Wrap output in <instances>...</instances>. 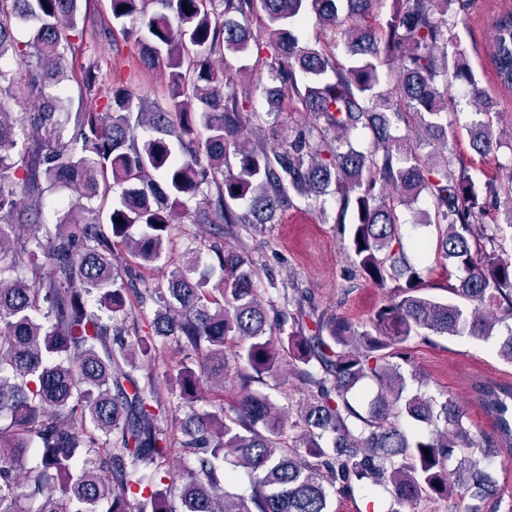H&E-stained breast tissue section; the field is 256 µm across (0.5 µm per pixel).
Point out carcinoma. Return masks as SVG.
Listing matches in <instances>:
<instances>
[{
	"label": "carcinoma",
	"instance_id": "obj_1",
	"mask_svg": "<svg viewBox=\"0 0 512 512\" xmlns=\"http://www.w3.org/2000/svg\"><path fill=\"white\" fill-rule=\"evenodd\" d=\"M467 2L391 0L383 16L380 0H110L112 20L139 21L133 66L165 70V89L104 92L91 60L79 87L96 104L67 112L83 0H0V512H176L177 499L181 512H334L333 497L358 483L388 493V512L457 495L471 499L464 512H483L491 450L512 452V383H471L494 423L484 437L454 397L400 371L416 336L493 338L512 364V122L504 130L466 61ZM17 21L30 40L15 38ZM310 22L312 44L298 34ZM229 55L252 58L273 83L268 119L247 111L257 86L235 78ZM491 55L511 87L512 12L495 24ZM453 82L483 116L471 149L506 178L475 181L449 142ZM285 112L308 125L283 137ZM401 120L410 133H398ZM116 186L100 214L91 203ZM49 190L78 194L53 224L42 222ZM329 192L355 271L395 283L364 324L292 282L268 280L295 310L267 307L248 252L223 245ZM421 196L429 208L413 223L436 229L440 265L452 269L446 299L424 293L429 275L403 241L402 216ZM490 211L503 219L482 223ZM180 219L213 230L221 276L200 267L197 249L147 282ZM144 325L183 352L173 401L133 375L155 357ZM284 359L304 393L295 408L250 391ZM230 371L245 394L226 408ZM202 401L212 410L194 409ZM177 429L193 460L176 471ZM229 458L250 494L225 490Z\"/></svg>",
	"mask_w": 512,
	"mask_h": 512
}]
</instances>
